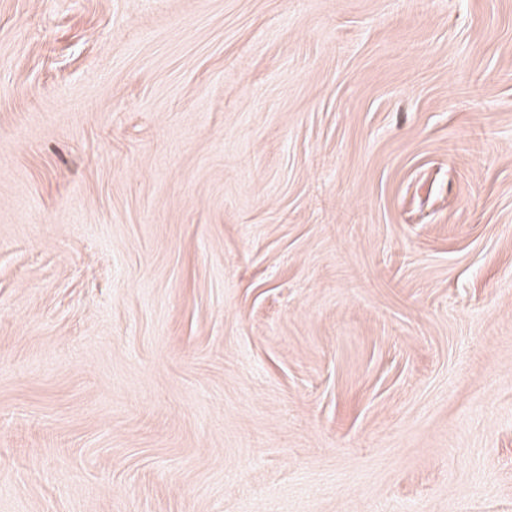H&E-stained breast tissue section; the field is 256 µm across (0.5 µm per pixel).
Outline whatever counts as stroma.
I'll use <instances>...</instances> for the list:
<instances>
[{"label": "stroma", "mask_w": 512, "mask_h": 512, "mask_svg": "<svg viewBox=\"0 0 512 512\" xmlns=\"http://www.w3.org/2000/svg\"><path fill=\"white\" fill-rule=\"evenodd\" d=\"M0 512H512V0H0Z\"/></svg>", "instance_id": "stroma-1"}]
</instances>
